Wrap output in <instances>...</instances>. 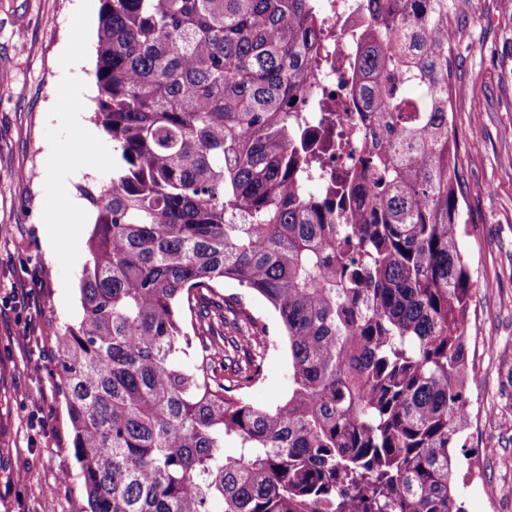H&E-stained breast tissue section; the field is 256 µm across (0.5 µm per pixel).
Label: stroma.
<instances>
[{
	"label": "stroma",
	"instance_id": "35a3bbf8",
	"mask_svg": "<svg viewBox=\"0 0 512 512\" xmlns=\"http://www.w3.org/2000/svg\"><path fill=\"white\" fill-rule=\"evenodd\" d=\"M453 121L465 176L471 268L466 396L456 488L465 512H512V0H454ZM100 0H0V512H86L73 430L54 374L56 336L81 316L80 278L95 214L63 194L108 184L112 141L94 120ZM86 42L83 61L70 48ZM97 151L70 150L83 129ZM288 356L270 349L248 392L288 393ZM483 491L471 489L468 467ZM68 482H60L61 474Z\"/></svg>",
	"mask_w": 512,
	"mask_h": 512
}]
</instances>
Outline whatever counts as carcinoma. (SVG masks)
Here are the masks:
<instances>
[{
	"label": "carcinoma",
	"instance_id": "carcinoma-1",
	"mask_svg": "<svg viewBox=\"0 0 512 512\" xmlns=\"http://www.w3.org/2000/svg\"><path fill=\"white\" fill-rule=\"evenodd\" d=\"M372 127L336 208L298 148L325 0H101L95 118L117 163L57 369L90 512H465L471 293L453 0H352ZM290 385L247 392L272 344ZM233 441L240 454L224 455ZM222 290L225 295L240 297L250 312L268 327L269 336H278L274 312L264 299L245 288H240L233 281H224Z\"/></svg>",
	"mask_w": 512,
	"mask_h": 512
}]
</instances>
